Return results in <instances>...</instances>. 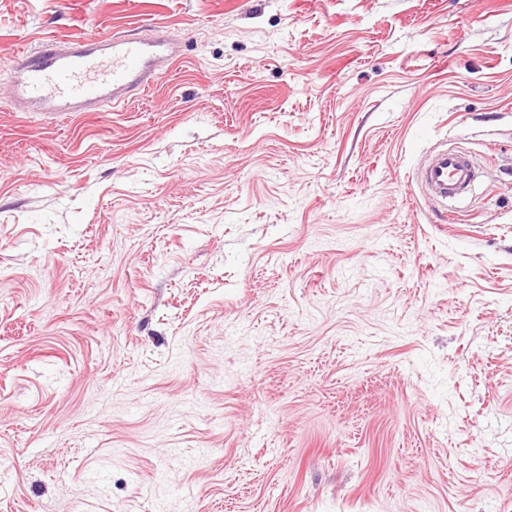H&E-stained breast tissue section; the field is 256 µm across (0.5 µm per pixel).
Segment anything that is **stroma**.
<instances>
[{
	"mask_svg": "<svg viewBox=\"0 0 512 512\" xmlns=\"http://www.w3.org/2000/svg\"><path fill=\"white\" fill-rule=\"evenodd\" d=\"M151 28L126 104L8 101ZM0 512H512V0H0ZM179 57L172 40L153 34L87 33L64 49L47 39L37 54L23 53L11 99L59 117L100 112L149 88ZM475 179L472 165L448 148L433 152L420 171V182L428 195L446 206L448 198L461 196Z\"/></svg>",
	"mask_w": 512,
	"mask_h": 512,
	"instance_id": "1",
	"label": "stroma"
}]
</instances>
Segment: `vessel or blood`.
Returning a JSON list of instances; mask_svg holds the SVG:
<instances>
[{"instance_id": "obj_1", "label": "vessel or blood", "mask_w": 512, "mask_h": 512, "mask_svg": "<svg viewBox=\"0 0 512 512\" xmlns=\"http://www.w3.org/2000/svg\"><path fill=\"white\" fill-rule=\"evenodd\" d=\"M178 58L172 40L153 34L88 33L64 49L48 39L40 52L24 55L10 94L29 112L59 117L99 112L149 88ZM475 179L472 165L447 149L433 152L420 171L428 195L443 204L465 193Z\"/></svg>"}]
</instances>
